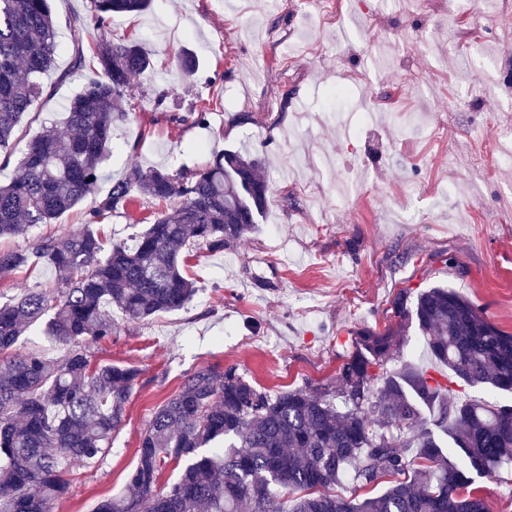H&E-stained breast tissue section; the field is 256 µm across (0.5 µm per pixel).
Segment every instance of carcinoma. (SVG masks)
Segmentation results:
<instances>
[{
  "instance_id": "obj_1",
  "label": "carcinoma",
  "mask_w": 512,
  "mask_h": 512,
  "mask_svg": "<svg viewBox=\"0 0 512 512\" xmlns=\"http://www.w3.org/2000/svg\"><path fill=\"white\" fill-rule=\"evenodd\" d=\"M100 30L93 58L75 67L100 75L66 108L70 135L33 138L12 179L0 184V238L53 224L93 199L81 228L0 249V273L49 264L59 286L0 302V512H52L67 493L64 463L93 464L111 448L139 371L100 365L93 343L116 333L112 309L132 321L181 310L197 292L185 270L193 244L222 252L252 232L270 188L262 160L225 150L194 172L136 169L97 198L112 127L125 119L131 78L151 66L136 41L107 37L112 17L148 11L152 0H91ZM59 49L49 0H0V153L8 159L24 116L44 94L40 77ZM169 202L134 244L105 247L98 231L135 198ZM394 323L356 333L327 384L271 392L237 367L200 368L163 401L143 429L129 497L95 512H489L473 476L512 463V405L453 393L454 383L512 392V334L448 287L404 289ZM45 323L66 347L60 359L16 353ZM435 364L388 365L411 328ZM183 463L160 487L170 461ZM353 482L351 495L336 487ZM385 484L374 496L358 491Z\"/></svg>"
}]
</instances>
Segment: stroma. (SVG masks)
<instances>
[{
	"label": "stroma",
	"instance_id": "obj_1",
	"mask_svg": "<svg viewBox=\"0 0 512 512\" xmlns=\"http://www.w3.org/2000/svg\"><path fill=\"white\" fill-rule=\"evenodd\" d=\"M270 0H153L149 12L114 17L111 39H132L153 66L131 80L99 194L132 168L196 169L213 153L248 149L265 158L272 195L257 229L221 253L199 251V293L187 309L135 323L117 318L96 361L138 368L112 449L100 463L66 465L67 494L54 512H92L125 493L140 432L153 410L201 367L237 366L270 391L332 380L357 331L392 324L402 289L448 287L512 333V163L484 176L478 144L512 127V4L490 19L491 51L469 53L485 0H431L418 20L403 0H342L340 21H320L311 0L287 11ZM59 27L54 68L27 115L0 182L46 128L65 132L64 107L92 77L78 53L98 39L90 0H50ZM81 28V41L71 31ZM197 66L185 73L184 54ZM419 84L390 103L402 66ZM353 81L334 104V87ZM487 98L456 112L464 88ZM172 89L167 109L154 105ZM208 109L207 125L194 122ZM155 202L136 199L101 226L106 242L129 241L152 223ZM57 282L46 263L0 274V301Z\"/></svg>",
	"mask_w": 512,
	"mask_h": 512
}]
</instances>
